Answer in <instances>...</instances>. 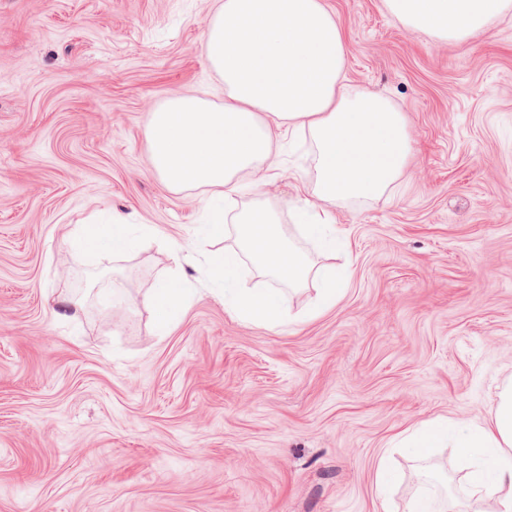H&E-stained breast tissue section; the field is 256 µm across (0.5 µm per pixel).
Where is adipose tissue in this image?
<instances>
[{"label":"adipose tissue","mask_w":512,"mask_h":512,"mask_svg":"<svg viewBox=\"0 0 512 512\" xmlns=\"http://www.w3.org/2000/svg\"><path fill=\"white\" fill-rule=\"evenodd\" d=\"M384 3L404 26L457 45L488 34L512 9V0ZM204 52L224 84V103L176 96L151 112L146 139L154 170L170 190L201 188L217 204L234 199L245 186H262L277 167L276 133L309 134L317 203L300 220L324 250H333L327 233L332 207L381 199L405 173L411 140L401 111L368 89L344 86L342 25L323 0H220ZM235 222L237 247L209 264L238 318L268 327L288 314L287 288L236 287L245 257L259 272L287 281V287L319 281L313 311L336 302L347 270L318 264L292 248L267 204L240 211ZM154 234L146 225L133 236L120 223L79 224L66 245L88 256L103 250L124 255ZM186 303L187 291L179 283L154 288L148 304L158 335L169 333ZM443 441L469 462L472 495L495 498L499 512H512V378L502 384L488 423L437 420L405 439L419 457Z\"/></svg>","instance_id":"obj_1"}]
</instances>
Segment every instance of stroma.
<instances>
[{
    "label": "stroma",
    "instance_id": "35a3bbf8",
    "mask_svg": "<svg viewBox=\"0 0 512 512\" xmlns=\"http://www.w3.org/2000/svg\"><path fill=\"white\" fill-rule=\"evenodd\" d=\"M345 83L402 112L411 156L381 199L332 210L350 280L261 327L197 260L202 190L151 166L150 113L216 104L203 51L217 0H0V512H475L455 449L392 445L434 420L482 424L512 375V12L469 48L403 26L383 0H324ZM312 149L282 143L263 197L290 245ZM157 231L123 257L68 249L78 223ZM187 255L177 264L173 248ZM189 288L168 335L145 298ZM64 297L83 299L59 317ZM394 479L377 497L379 459Z\"/></svg>",
    "mask_w": 512,
    "mask_h": 512
}]
</instances>
